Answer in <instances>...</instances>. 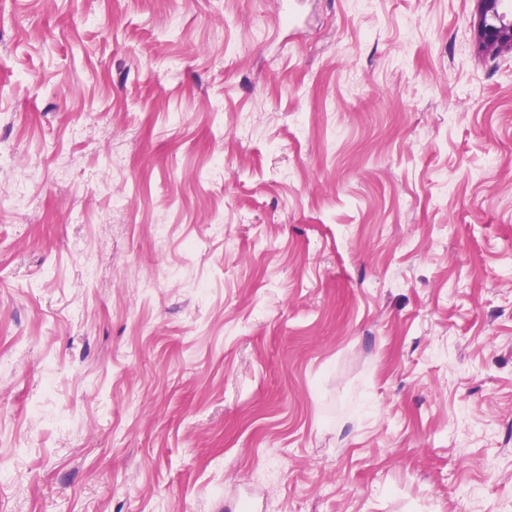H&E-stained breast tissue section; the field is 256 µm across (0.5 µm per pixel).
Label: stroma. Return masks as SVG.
<instances>
[{
  "mask_svg": "<svg viewBox=\"0 0 512 512\" xmlns=\"http://www.w3.org/2000/svg\"><path fill=\"white\" fill-rule=\"evenodd\" d=\"M296 2L0 0V512H512V56Z\"/></svg>",
  "mask_w": 512,
  "mask_h": 512,
  "instance_id": "stroma-1",
  "label": "stroma"
}]
</instances>
